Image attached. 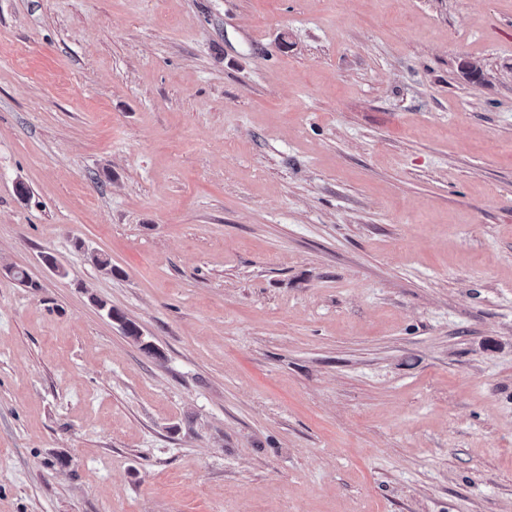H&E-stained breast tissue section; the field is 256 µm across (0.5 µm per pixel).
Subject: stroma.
<instances>
[{
	"label": "stroma",
	"instance_id": "stroma-1",
	"mask_svg": "<svg viewBox=\"0 0 512 512\" xmlns=\"http://www.w3.org/2000/svg\"><path fill=\"white\" fill-rule=\"evenodd\" d=\"M0 512H512V0H0Z\"/></svg>",
	"mask_w": 512,
	"mask_h": 512
}]
</instances>
